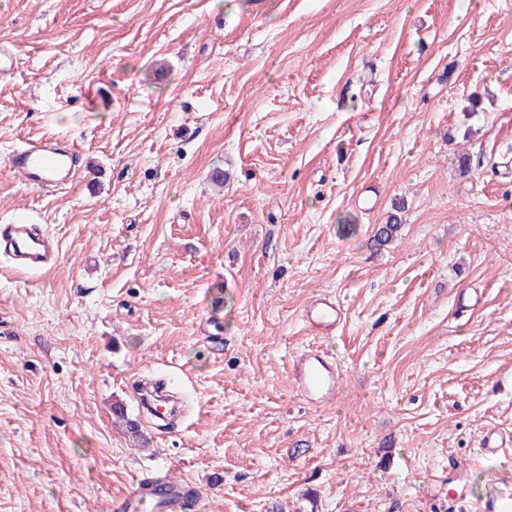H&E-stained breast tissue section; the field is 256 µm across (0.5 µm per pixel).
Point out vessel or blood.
I'll list each match as a JSON object with an SVG mask.
<instances>
[{"label": "vessel or blood", "mask_w": 512, "mask_h": 512, "mask_svg": "<svg viewBox=\"0 0 512 512\" xmlns=\"http://www.w3.org/2000/svg\"><path fill=\"white\" fill-rule=\"evenodd\" d=\"M10 172L25 185L38 189H64L76 183L85 171V156L74 142L57 135L21 143L8 156ZM59 245L39 225L19 219L0 225V259L27 272L54 267ZM308 323L318 334L335 332L343 314L327 295L318 296L305 311ZM297 394L309 405L321 407L335 400L342 375L321 349L312 347L294 357L291 364ZM201 497L195 484L175 482L165 475L146 473L133 489L114 499L112 512H194ZM482 512H512V488L492 491L481 501Z\"/></svg>", "instance_id": "vessel-or-blood-1"}]
</instances>
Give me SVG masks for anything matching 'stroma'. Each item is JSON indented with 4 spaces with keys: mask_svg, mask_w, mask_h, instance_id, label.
I'll return each mask as SVG.
<instances>
[{
    "mask_svg": "<svg viewBox=\"0 0 512 512\" xmlns=\"http://www.w3.org/2000/svg\"><path fill=\"white\" fill-rule=\"evenodd\" d=\"M1 45L0 224L60 261L0 267V512H109L147 471L198 512H456L452 458L512 482L482 446L512 436V0H0ZM52 134L92 168L42 192L8 154ZM305 317L318 334L329 336L335 332L343 314L336 300L327 295H320L308 306ZM290 367L296 392L309 405L321 407L336 399L342 375L324 351L309 348L296 355Z\"/></svg>",
    "mask_w": 512,
    "mask_h": 512,
    "instance_id": "obj_1",
    "label": "stroma"
}]
</instances>
